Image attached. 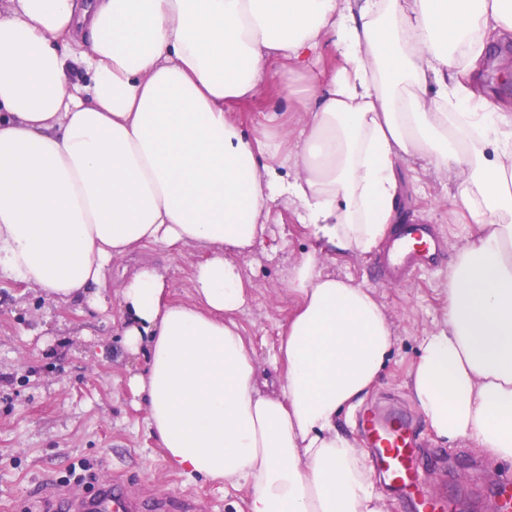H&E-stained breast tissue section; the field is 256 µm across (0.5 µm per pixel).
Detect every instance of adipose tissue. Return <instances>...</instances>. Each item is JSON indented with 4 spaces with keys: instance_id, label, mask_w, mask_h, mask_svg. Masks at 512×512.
Returning a JSON list of instances; mask_svg holds the SVG:
<instances>
[{
    "instance_id": "ef3b65f1",
    "label": "adipose tissue",
    "mask_w": 512,
    "mask_h": 512,
    "mask_svg": "<svg viewBox=\"0 0 512 512\" xmlns=\"http://www.w3.org/2000/svg\"><path fill=\"white\" fill-rule=\"evenodd\" d=\"M0 9V272L56 302L106 305L113 260L204 252L189 301L164 269L119 286L130 386L170 465L249 490V512H387L368 455L339 426L395 342L370 289L323 273L327 250L371 253L397 221L398 160L458 169L472 232L441 321L408 380L440 440L512 461V106L479 80L512 41V0H8ZM311 84L296 146L229 115L276 83ZM290 176H283L282 167ZM288 199L316 245L288 275L276 387L235 318L240 258ZM334 61L330 57H325L319 66L310 69L309 71L300 74L292 70L291 66H280L278 67L290 81L295 90L297 99H305L309 94V87L311 84L310 76L316 75V79L321 78L323 75L328 74L330 68L333 66Z\"/></svg>"
}]
</instances>
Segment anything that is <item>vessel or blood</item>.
I'll list each match as a JSON object with an SVG mask.
<instances>
[{
  "instance_id": "vessel-or-blood-1",
  "label": "vessel or blood",
  "mask_w": 512,
  "mask_h": 512,
  "mask_svg": "<svg viewBox=\"0 0 512 512\" xmlns=\"http://www.w3.org/2000/svg\"><path fill=\"white\" fill-rule=\"evenodd\" d=\"M443 251L431 225L404 223L390 237L376 262L383 280L401 274L431 269L441 265ZM365 433L372 447L380 451L387 477L416 497L418 512H445L441 501L425 495L418 475L419 453L413 427L399 414L387 417L370 416L364 421ZM63 512H137V500L128 495L125 484L118 479L103 481L93 497H67ZM196 502L188 497L155 499L152 512H196Z\"/></svg>"
}]
</instances>
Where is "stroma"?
<instances>
[{
    "label": "stroma",
    "instance_id": "1",
    "mask_svg": "<svg viewBox=\"0 0 512 512\" xmlns=\"http://www.w3.org/2000/svg\"><path fill=\"white\" fill-rule=\"evenodd\" d=\"M332 65L327 57L308 74L284 67L295 99L282 101L271 88L257 100L234 106V117L257 129L266 123L268 112H276L272 130H284L289 139L298 140L306 122L301 101L308 95L310 78L328 74ZM399 177L401 218H429L448 242L447 257L455 258L471 234L470 216L458 202L456 174L435 171L416 158L400 162ZM314 245L293 207L281 201L271 210L264 244L241 261L250 299L238 320L268 377L276 375L274 346L294 305L287 289L288 270ZM142 257L166 269L174 299H187L188 272L201 253L185 248L175 254L151 246ZM134 264L131 258L113 260L103 310L51 301L34 285L0 273V512H39L45 499L62 491L60 479L68 467L81 460L93 464L95 476L106 473L124 479L137 498L189 494L197 498L202 512H246L247 487L194 482L170 467L164 449L149 432L143 405L127 386L130 377L142 373L145 360L140 355H116L112 318L119 310L117 288ZM324 269L371 288L396 336L378 383L359 407L342 413L341 429L363 449L367 441L358 425L362 410L402 413L417 430L425 460L424 491L441 498L454 512H499L501 491L512 489V463L490 458L467 442L436 439L407 386L418 358L419 336L442 318L447 267L420 271L404 283L388 285L377 276L374 255L332 251Z\"/></svg>",
    "mask_w": 512,
    "mask_h": 512
}]
</instances>
